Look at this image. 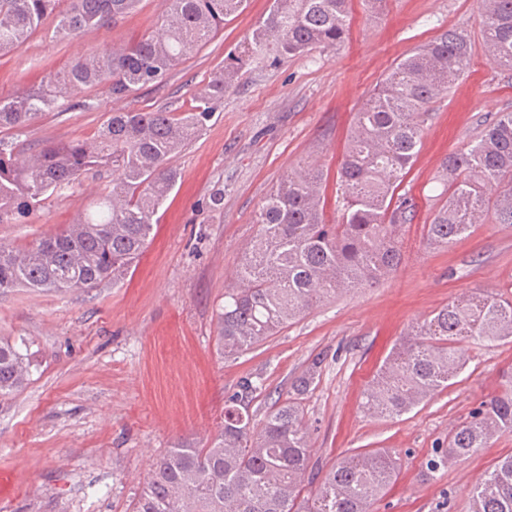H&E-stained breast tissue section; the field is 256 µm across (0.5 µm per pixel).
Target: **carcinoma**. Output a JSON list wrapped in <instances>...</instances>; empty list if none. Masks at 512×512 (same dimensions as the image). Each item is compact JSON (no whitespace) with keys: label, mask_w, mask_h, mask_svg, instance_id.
I'll list each match as a JSON object with an SVG mask.
<instances>
[{"label":"carcinoma","mask_w":512,"mask_h":512,"mask_svg":"<svg viewBox=\"0 0 512 512\" xmlns=\"http://www.w3.org/2000/svg\"><path fill=\"white\" fill-rule=\"evenodd\" d=\"M0 0V55L25 43L49 19L54 35L75 36L116 25L140 0ZM247 0H169L161 28L138 41L75 59L38 89L0 98V224H21L51 196L73 189L91 171L112 172V189L76 222L44 235L24 250L0 248V292L33 288L62 292L116 283L136 266L154 217L174 189L170 160L213 116L214 104L257 61L276 63L347 34L348 0H273L269 12L225 59L224 67L182 112H114L91 137L49 144L25 154L6 134L51 111L59 100L100 85L126 97L166 74L244 10ZM486 50L512 68V0H488L483 13ZM471 42L443 31L404 57L356 113L341 162L338 220L324 221L323 173L313 167L284 175L254 214L257 233L246 247L237 285L218 313L222 354L248 351L306 311L339 292L373 285L402 261L399 240L415 212L395 197L396 184L421 145L419 118L470 66ZM448 197L425 225L427 244L449 248L489 216L512 224V112L466 149L442 163ZM512 338V297L472 292L451 301L412 329L385 359L365 392L363 407L377 417L401 416L448 387L469 357L460 342L485 345ZM312 358L255 426L251 405L261 379L244 378L224 400V422L205 446L181 442L151 465L132 512H373L395 480L399 458L377 449L341 459L300 497L308 473L310 431L302 400L320 373ZM31 363L20 348L0 341V395L23 387ZM512 434V373L498 394L448 434V447L429 461L465 459ZM472 512H512V456L499 460L474 486Z\"/></svg>","instance_id":"carcinoma-1"}]
</instances>
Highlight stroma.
<instances>
[{
  "mask_svg": "<svg viewBox=\"0 0 512 512\" xmlns=\"http://www.w3.org/2000/svg\"><path fill=\"white\" fill-rule=\"evenodd\" d=\"M270 5L249 0L162 82L119 99L102 86L80 93L14 130V138L36 152L94 135L112 111L182 110ZM168 6L141 0L107 31L66 39L35 33L0 56V97L36 87L78 56L150 34ZM483 12V0H351L343 43L247 66L199 136L172 158L178 183L132 276L91 289L0 294V339L25 341L31 361L27 385L0 397V512H129L159 454L179 441L203 446L216 433L224 398L242 378L263 380L253 403L260 422L318 354L324 362L303 402L313 470L391 448L399 474L374 512H471L470 490L512 454V435L433 472L427 462L512 371V339L469 347L470 361L451 385L407 414L373 417L362 403L412 326L462 293L512 288V227L484 219L447 249L430 247L424 236L445 201L442 158L467 147L499 113L512 112V69L487 53ZM452 28L468 34L471 64L421 118L422 146L399 187L416 212L401 230L398 271L329 298L244 354L223 356L216 312L271 188L297 167L321 169L325 219L335 223L336 174L355 112L401 59ZM110 179L106 170L84 174L28 223L0 224V246L24 249L74 223Z\"/></svg>",
  "mask_w": 512,
  "mask_h": 512,
  "instance_id": "obj_1",
  "label": "stroma"
}]
</instances>
